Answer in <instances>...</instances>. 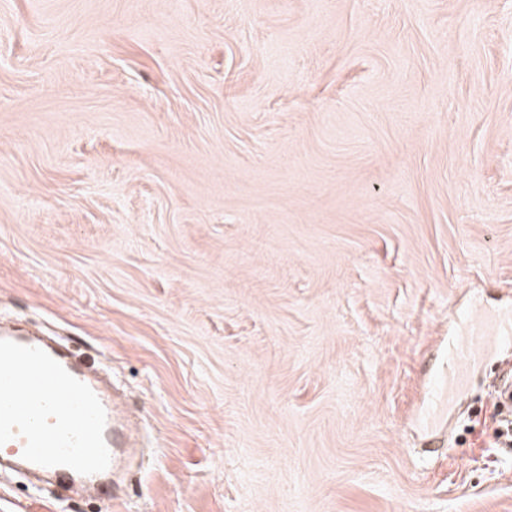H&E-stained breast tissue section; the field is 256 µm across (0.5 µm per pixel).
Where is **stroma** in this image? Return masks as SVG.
I'll list each match as a JSON object with an SVG mask.
<instances>
[{
    "label": "stroma",
    "mask_w": 512,
    "mask_h": 512,
    "mask_svg": "<svg viewBox=\"0 0 512 512\" xmlns=\"http://www.w3.org/2000/svg\"><path fill=\"white\" fill-rule=\"evenodd\" d=\"M512 0H0V317L99 354L122 500L0 512H512ZM489 334V324L482 317L468 318L460 328V336H453L448 350V373L471 367L482 354Z\"/></svg>",
    "instance_id": "obj_1"
}]
</instances>
